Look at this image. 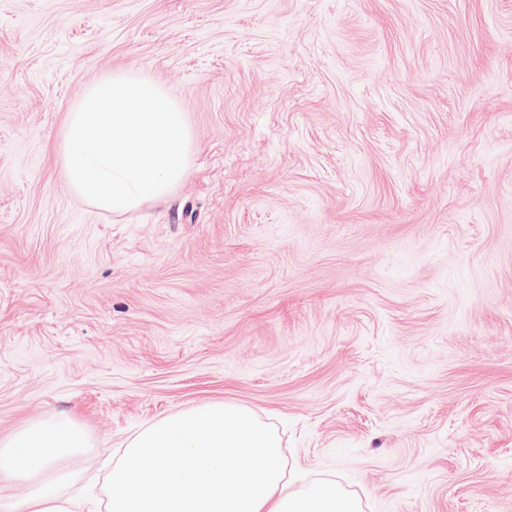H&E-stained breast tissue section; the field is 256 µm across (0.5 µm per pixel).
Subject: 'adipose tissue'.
<instances>
[{
    "instance_id": "ef3b65f1",
    "label": "adipose tissue",
    "mask_w": 512,
    "mask_h": 512,
    "mask_svg": "<svg viewBox=\"0 0 512 512\" xmlns=\"http://www.w3.org/2000/svg\"><path fill=\"white\" fill-rule=\"evenodd\" d=\"M89 445L85 431L68 419L29 424L0 440V489L27 485L30 496L11 502L12 512H71L60 485L73 481L72 466Z\"/></svg>"
}]
</instances>
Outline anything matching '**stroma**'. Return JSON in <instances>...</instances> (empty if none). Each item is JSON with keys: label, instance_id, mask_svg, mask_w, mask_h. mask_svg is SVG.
Instances as JSON below:
<instances>
[{"label": "stroma", "instance_id": "1", "mask_svg": "<svg viewBox=\"0 0 512 512\" xmlns=\"http://www.w3.org/2000/svg\"><path fill=\"white\" fill-rule=\"evenodd\" d=\"M115 73L193 164L114 213L59 144ZM224 403L293 488L362 512H512V0H0V439L105 454Z\"/></svg>", "mask_w": 512, "mask_h": 512}]
</instances>
